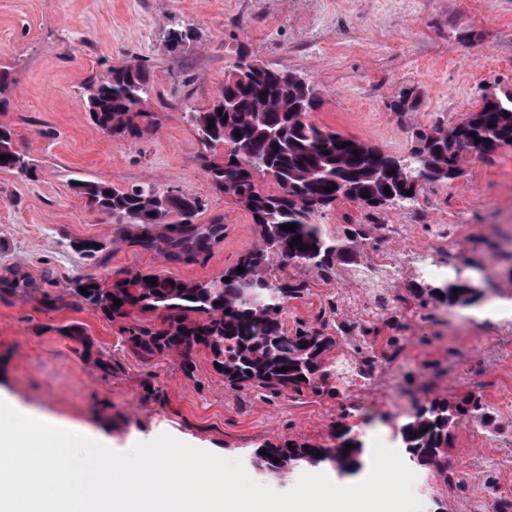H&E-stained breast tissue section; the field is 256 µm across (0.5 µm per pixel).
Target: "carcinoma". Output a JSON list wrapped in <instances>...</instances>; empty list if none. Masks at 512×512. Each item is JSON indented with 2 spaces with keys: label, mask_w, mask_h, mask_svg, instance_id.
I'll return each instance as SVG.
<instances>
[{
  "label": "carcinoma",
  "mask_w": 512,
  "mask_h": 512,
  "mask_svg": "<svg viewBox=\"0 0 512 512\" xmlns=\"http://www.w3.org/2000/svg\"><path fill=\"white\" fill-rule=\"evenodd\" d=\"M190 38L191 29L172 26L167 48L175 52ZM242 60L238 57L224 76L218 99L191 110V122L204 146L198 156L200 168L215 190L234 197L251 214L257 243L215 279L172 281L137 271L106 286L89 274L73 282L71 293L78 304L110 321L161 312L157 325L139 322L124 329L130 346L147 359L171 354L190 375L195 369L193 355L204 351L212 363L221 365L218 374L226 388L247 387L289 399H336L346 394L349 377L362 367L378 327L341 318L342 297L332 294L320 326L288 329L285 304L303 298L308 288L303 280L273 276V265L314 269L324 280L336 277L343 265H360L362 246L371 240L374 225L352 224L331 236L313 217L340 199L370 211L404 206L423 185L458 178L462 155L486 158L512 148V92L484 99L480 109L453 124L410 129L409 156L401 159L312 122L309 113L316 108L317 94L299 76L254 60L244 70ZM152 87L150 71L140 63L90 78L84 85L90 120L112 137H142L155 125L151 113L139 108ZM416 107L417 100L403 94L388 109L403 117ZM2 154L8 158L0 161V169L24 177L34 173L11 130L1 125ZM261 180L274 182L277 190L261 189ZM332 184L336 188L325 191ZM73 188L89 210L125 221L122 231H134L144 248L165 249L173 261L195 263L224 236L222 224H196L202 207L198 199L153 186L119 190L102 179H76ZM287 223L297 228L282 230ZM297 236L302 249L290 246ZM239 266L244 272L236 271ZM153 278L154 286L147 283ZM81 287L88 288L89 295H82ZM480 297V289L459 277L441 286L418 284L408 289L400 295L402 305L386 318L392 333L382 358L393 361L402 352L407 340L402 319L411 310L436 303L467 305ZM116 298L121 305L114 304ZM283 367L288 371H281ZM350 416L344 413L331 427L327 445L297 438L265 441L254 450L251 463L262 472L285 476L325 464L340 475L356 471L362 466L364 445L345 422ZM464 419L491 425V411L481 393L470 391L453 400L435 397L418 405L399 429L400 448L410 462L448 484V449L453 447L454 429ZM263 448L266 454L261 455Z\"/></svg>",
  "instance_id": "cac0c4a2"
}]
</instances>
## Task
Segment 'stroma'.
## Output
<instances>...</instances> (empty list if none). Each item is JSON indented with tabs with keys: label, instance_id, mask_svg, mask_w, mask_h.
Segmentation results:
<instances>
[{
	"label": "stroma",
	"instance_id": "obj_1",
	"mask_svg": "<svg viewBox=\"0 0 512 512\" xmlns=\"http://www.w3.org/2000/svg\"><path fill=\"white\" fill-rule=\"evenodd\" d=\"M185 23L194 38L169 52L165 34ZM264 65L298 73L317 90L314 123L379 149L406 154L409 130L460 120L484 95L512 88V0H0V125L37 165L34 178L0 170V393L61 428L102 430L124 451L130 437L146 442L167 433L226 458L248 459L253 447L285 438L328 443L344 398L291 400L225 388L209 356L196 353L193 374L172 355L144 360L127 343L124 321H108L70 304L74 278L104 283L141 271L182 280L220 276L256 241L249 213L215 191L196 163L202 150L188 111L218 97L240 51ZM139 62L151 72L144 108L156 128L137 140L109 136L89 119L83 84L115 65ZM420 97L400 118L387 105L400 94ZM450 183H429L414 203L374 213L346 199L317 216L328 233L349 224H403L387 247H425L427 225L460 224L462 233L436 248L465 274H479L485 291L472 306L429 309L409 316L408 342L397 363L398 394L379 390L350 425L367 441L394 446L395 431L415 405L435 396L481 391L498 417L495 429L462 421L448 454L451 484L417 470L414 493L424 512H463L477 486L512 489V464L483 471L497 439L512 435V257L498 256L497 226L512 213V149L494 161L474 157ZM100 178L120 189L135 185L199 199L198 224H220L224 237L205 259L170 260L127 237L115 220L91 213L73 179ZM105 244L101 260L70 242ZM309 293L289 302L287 326L316 323L328 296L346 299L354 318L373 286L346 266L338 280L284 267ZM79 326L93 342L77 351L62 333ZM111 360V374L96 358Z\"/></svg>",
	"mask_w": 512,
	"mask_h": 512
}]
</instances>
